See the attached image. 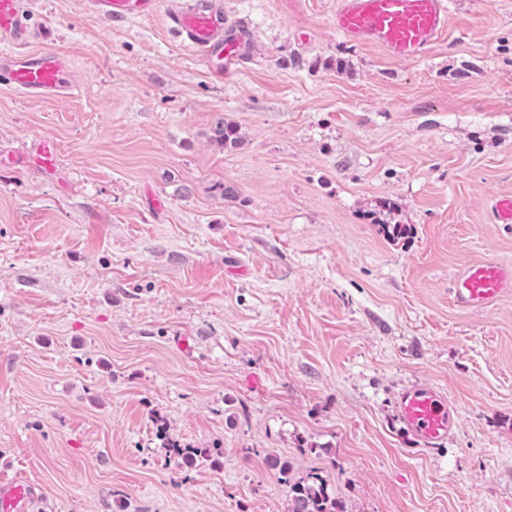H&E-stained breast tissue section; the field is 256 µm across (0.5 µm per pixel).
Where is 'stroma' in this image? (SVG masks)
Listing matches in <instances>:
<instances>
[{
    "mask_svg": "<svg viewBox=\"0 0 512 512\" xmlns=\"http://www.w3.org/2000/svg\"><path fill=\"white\" fill-rule=\"evenodd\" d=\"M184 3L26 0L73 90L0 85V460L45 512H286L271 454L346 512H512V294L449 292L512 263V0H453L420 62L344 40L334 0H224L248 34L224 78L170 32ZM219 113L239 145L210 144ZM424 384L446 440L401 418ZM92 13L111 21L150 18L159 11V0H89ZM33 154L37 165L46 173L57 171L55 163V146L49 139H40L33 146ZM512 288V266L494 260L471 264L453 278L451 295L462 308L482 310ZM398 408L406 426L420 439L437 442L448 438L453 426V407L429 387L404 392Z\"/></svg>",
    "mask_w": 512,
    "mask_h": 512,
    "instance_id": "stroma-1",
    "label": "stroma"
}]
</instances>
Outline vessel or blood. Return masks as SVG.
Returning a JSON list of instances; mask_svg holds the SVG:
<instances>
[{
	"instance_id": "obj_1",
	"label": "vessel or blood",
	"mask_w": 512,
	"mask_h": 512,
	"mask_svg": "<svg viewBox=\"0 0 512 512\" xmlns=\"http://www.w3.org/2000/svg\"><path fill=\"white\" fill-rule=\"evenodd\" d=\"M92 13L111 21L150 18L159 0H89ZM449 0H336L331 23L350 42L373 46L387 57L422 60L447 32ZM178 36L193 43L216 77L235 72L243 58L239 33L229 27L223 10L194 4L168 16ZM32 33L24 0H0V81L26 96H53L72 89L71 64L63 54L30 50ZM37 165L56 171L55 146L38 140L33 146ZM512 289V266L494 260L471 264L456 275L451 295L460 307L482 310ZM398 408L406 426L420 439H447L453 426V407L429 387L404 392ZM40 494L27 481L0 478V512H36Z\"/></svg>"
}]
</instances>
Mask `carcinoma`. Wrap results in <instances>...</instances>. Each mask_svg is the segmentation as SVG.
<instances>
[{
	"instance_id": "cac0c4a2",
	"label": "carcinoma",
	"mask_w": 512,
	"mask_h": 512,
	"mask_svg": "<svg viewBox=\"0 0 512 512\" xmlns=\"http://www.w3.org/2000/svg\"><path fill=\"white\" fill-rule=\"evenodd\" d=\"M240 141L237 126L224 118V114L216 115L210 130V142L218 147H233ZM169 456L181 460V464L192 466L198 457L207 454L204 449L184 448L178 443L168 446ZM268 465L274 469L281 482L288 485V506L286 512H345V506L331 492L326 479L314 475L308 481L293 479V464L276 456L267 459Z\"/></svg>"
}]
</instances>
